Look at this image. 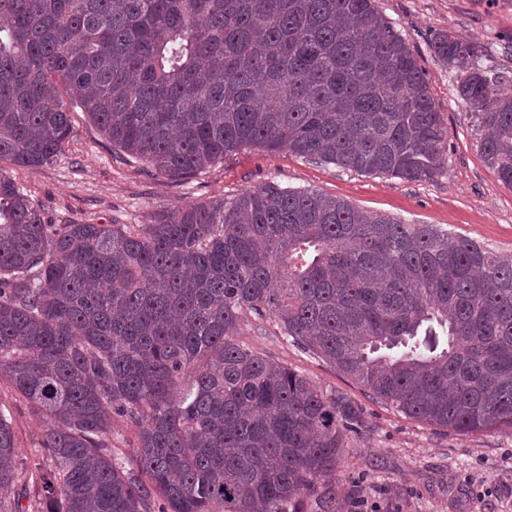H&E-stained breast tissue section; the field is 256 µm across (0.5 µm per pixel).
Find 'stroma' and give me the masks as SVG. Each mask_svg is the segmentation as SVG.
Segmentation results:
<instances>
[{
    "label": "stroma",
    "instance_id": "stroma-1",
    "mask_svg": "<svg viewBox=\"0 0 512 512\" xmlns=\"http://www.w3.org/2000/svg\"><path fill=\"white\" fill-rule=\"evenodd\" d=\"M427 74L448 133V171L407 182L358 173L287 151L247 147L189 182L129 162L90 122L72 115L73 135L53 163L33 171L0 164L41 207L49 224H141L148 213L256 190L274 181L344 199L357 209L408 224H434L495 254L512 255V188L480 153L483 133L455 91L456 73L434 56L430 39L450 31L500 71L512 92V0H375ZM241 340L253 350L342 394L363 410L336 465L340 512H512V429L461 434L406 418L352 379L284 339L273 321L247 317ZM24 477L4 493L14 512H32V476L43 467L45 422L0 381Z\"/></svg>",
    "mask_w": 512,
    "mask_h": 512
}]
</instances>
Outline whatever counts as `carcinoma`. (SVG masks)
Wrapping results in <instances>:
<instances>
[{
	"label": "carcinoma",
	"instance_id": "cac0c4a2",
	"mask_svg": "<svg viewBox=\"0 0 512 512\" xmlns=\"http://www.w3.org/2000/svg\"><path fill=\"white\" fill-rule=\"evenodd\" d=\"M431 48L512 187V94L452 32ZM77 109L169 179L244 146L406 181L447 163L425 71L375 0H0V161L50 163ZM247 312L407 418L512 427V255L275 183L144 224H46L0 171V380L49 424L38 506L339 512L362 412L239 342ZM17 457L1 409L0 488ZM112 455L125 462L128 468L135 464L132 454L135 442V431L132 425L121 418L112 423Z\"/></svg>",
	"mask_w": 512,
	"mask_h": 512
}]
</instances>
